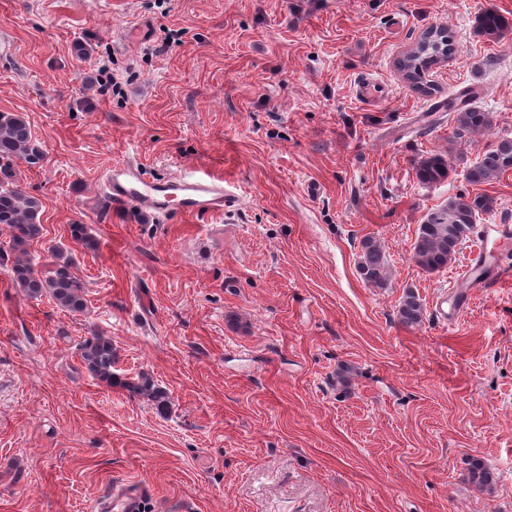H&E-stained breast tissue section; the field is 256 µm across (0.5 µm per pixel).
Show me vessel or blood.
<instances>
[{"instance_id": "obj_1", "label": "vessel or blood", "mask_w": 512, "mask_h": 512, "mask_svg": "<svg viewBox=\"0 0 512 512\" xmlns=\"http://www.w3.org/2000/svg\"><path fill=\"white\" fill-rule=\"evenodd\" d=\"M103 195L113 208L133 205L140 210L164 216L176 211L184 215H221L233 220L239 199L224 179L210 174L151 176L140 165L123 162L108 170ZM488 235L473 247L462 267L460 286L483 293L498 287L512 275L498 258L512 249V225L493 224ZM151 488L141 483L123 484L99 499L93 512H141Z\"/></svg>"}]
</instances>
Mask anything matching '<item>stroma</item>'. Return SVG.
<instances>
[{"label": "stroma", "instance_id": "stroma-1", "mask_svg": "<svg viewBox=\"0 0 512 512\" xmlns=\"http://www.w3.org/2000/svg\"><path fill=\"white\" fill-rule=\"evenodd\" d=\"M489 7L512 19V0H0V112L46 155L18 166L42 204L30 251L43 272L66 247L87 305L28 298L0 265V512H91L134 480L154 490L144 512H512V277L445 324L435 302L469 247L438 272L412 258L456 195L495 198L477 228L512 222V171L465 178L512 138V32L479 31ZM433 26L454 52L415 88L398 61ZM469 86L494 121L458 141L431 105ZM435 152L449 177L422 184ZM128 159L223 176L242 220L109 209L102 180ZM367 236L387 287L357 269ZM96 333L167 413L88 373L75 346ZM397 316L400 323L406 326H414L422 322L424 307L414 293L408 292L402 298L398 306Z\"/></svg>", "mask_w": 512, "mask_h": 512}]
</instances>
